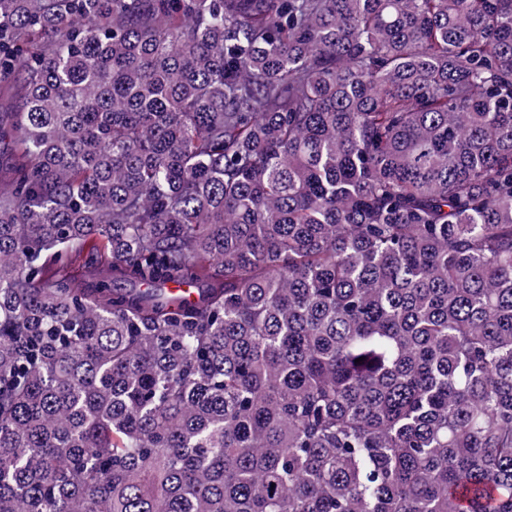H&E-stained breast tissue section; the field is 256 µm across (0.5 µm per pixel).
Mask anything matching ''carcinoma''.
<instances>
[{
	"label": "carcinoma",
	"mask_w": 512,
	"mask_h": 512,
	"mask_svg": "<svg viewBox=\"0 0 512 512\" xmlns=\"http://www.w3.org/2000/svg\"><path fill=\"white\" fill-rule=\"evenodd\" d=\"M0 512H512V0H0Z\"/></svg>",
	"instance_id": "1"
}]
</instances>
